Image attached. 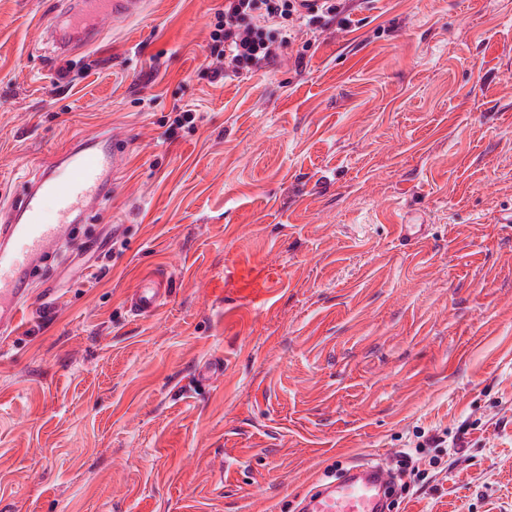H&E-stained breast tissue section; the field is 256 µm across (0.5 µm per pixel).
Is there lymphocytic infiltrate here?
I'll return each instance as SVG.
<instances>
[{
    "instance_id": "obj_1",
    "label": "lymphocytic infiltrate",
    "mask_w": 512,
    "mask_h": 512,
    "mask_svg": "<svg viewBox=\"0 0 512 512\" xmlns=\"http://www.w3.org/2000/svg\"><path fill=\"white\" fill-rule=\"evenodd\" d=\"M303 0H224L214 15L204 65L213 80H236L272 64L301 35H314L332 22L346 26L358 0H322L302 12Z\"/></svg>"
}]
</instances>
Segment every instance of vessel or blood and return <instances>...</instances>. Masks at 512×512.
<instances>
[{"label": "vessel or blood", "mask_w": 512, "mask_h": 512, "mask_svg": "<svg viewBox=\"0 0 512 512\" xmlns=\"http://www.w3.org/2000/svg\"><path fill=\"white\" fill-rule=\"evenodd\" d=\"M143 0H79L76 9L44 28L60 49L102 22L136 18ZM127 154L124 135L96 131L73 144L32 180L25 194L0 215V336L13 335L22 308L28 306L30 283L48 258L68 239L71 226L114 189ZM170 294L168 280L143 276L127 295L132 315H154ZM393 473L380 464L362 463L337 479L320 484L305 497L298 512H388Z\"/></svg>", "instance_id": "1"}]
</instances>
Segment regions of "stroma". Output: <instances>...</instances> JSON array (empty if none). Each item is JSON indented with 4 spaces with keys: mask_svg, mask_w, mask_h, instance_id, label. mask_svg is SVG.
Segmentation results:
<instances>
[{
    "mask_svg": "<svg viewBox=\"0 0 512 512\" xmlns=\"http://www.w3.org/2000/svg\"><path fill=\"white\" fill-rule=\"evenodd\" d=\"M223 6L147 0L61 56L67 0H0V210L93 130L130 141L0 347V512H296L423 430L465 444L421 449L393 512H512V0H366L229 84ZM170 283L155 274L143 276L127 295L129 311L136 317L154 315L168 300Z\"/></svg>",
    "mask_w": 512,
    "mask_h": 512,
    "instance_id": "35a3bbf8",
    "label": "stroma"
}]
</instances>
